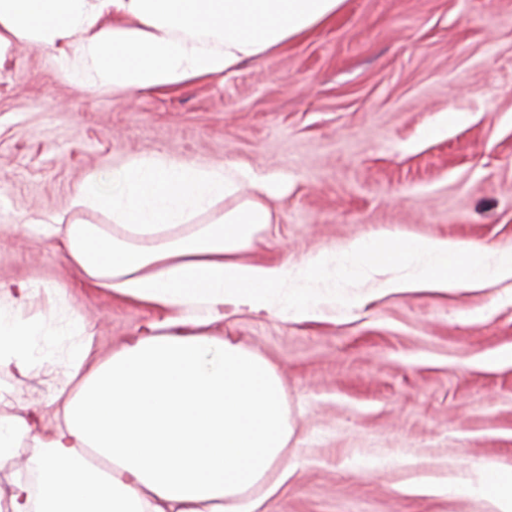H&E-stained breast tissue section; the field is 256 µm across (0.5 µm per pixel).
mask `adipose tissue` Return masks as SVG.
<instances>
[{"label": "adipose tissue", "instance_id": "obj_1", "mask_svg": "<svg viewBox=\"0 0 512 512\" xmlns=\"http://www.w3.org/2000/svg\"><path fill=\"white\" fill-rule=\"evenodd\" d=\"M345 0H0V43L58 50L78 92L127 94L225 72L328 21ZM285 178L248 163L135 155L88 173L76 205L107 224H1L0 234L61 242L80 281L158 311L146 330L99 358L92 325L64 289L0 280V383L37 363L59 369L57 424L0 393V466L16 469L0 512H244L252 486L286 464V388L259 353L216 329L228 305L283 321L323 320L361 305L340 281L385 268L381 295L480 290L512 280V248L372 233L301 259L252 258ZM53 305L33 320L38 294ZM449 490L512 512V467L486 459Z\"/></svg>", "mask_w": 512, "mask_h": 512}]
</instances>
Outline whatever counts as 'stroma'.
Wrapping results in <instances>:
<instances>
[{
    "label": "stroma",
    "mask_w": 512,
    "mask_h": 512,
    "mask_svg": "<svg viewBox=\"0 0 512 512\" xmlns=\"http://www.w3.org/2000/svg\"><path fill=\"white\" fill-rule=\"evenodd\" d=\"M155 152L287 174L260 259L375 231L512 247V0H345L333 20L230 71L132 99L108 84L78 96L53 50L15 39L0 51V225L108 223L74 206L77 182ZM0 279L66 289L103 356L155 317L78 285L33 236L0 239ZM221 329L287 391L289 470L273 495L252 490L256 512H492L415 486L482 458L512 466V364L476 362L512 347V281L371 297L317 322L243 308ZM61 379L36 368L9 397L53 427ZM372 459L378 468L353 471Z\"/></svg>",
    "instance_id": "1"
}]
</instances>
